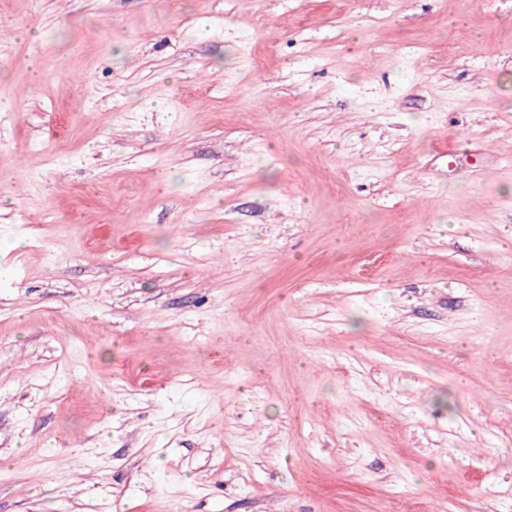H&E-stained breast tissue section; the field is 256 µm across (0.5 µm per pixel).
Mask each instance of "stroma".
<instances>
[{
	"instance_id": "35a3bbf8",
	"label": "stroma",
	"mask_w": 512,
	"mask_h": 512,
	"mask_svg": "<svg viewBox=\"0 0 512 512\" xmlns=\"http://www.w3.org/2000/svg\"><path fill=\"white\" fill-rule=\"evenodd\" d=\"M512 512V0H0V512Z\"/></svg>"
}]
</instances>
